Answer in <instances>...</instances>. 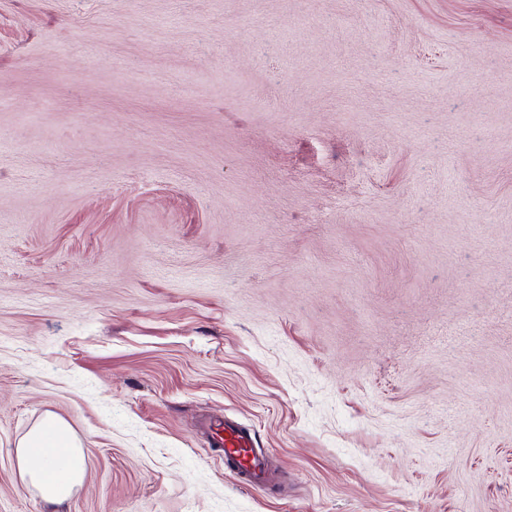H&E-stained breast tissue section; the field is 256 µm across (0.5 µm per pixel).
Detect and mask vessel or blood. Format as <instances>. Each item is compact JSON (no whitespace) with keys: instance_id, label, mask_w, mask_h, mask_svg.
Segmentation results:
<instances>
[{"instance_id":"b4317fda","label":"vessel or blood","mask_w":512,"mask_h":512,"mask_svg":"<svg viewBox=\"0 0 512 512\" xmlns=\"http://www.w3.org/2000/svg\"><path fill=\"white\" fill-rule=\"evenodd\" d=\"M213 447L222 449L224 463L239 483L251 486L270 481L271 473L266 460L254 449L250 431L232 422L207 420L202 424Z\"/></svg>"}]
</instances>
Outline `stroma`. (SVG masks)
I'll use <instances>...</instances> for the list:
<instances>
[{"label": "stroma", "mask_w": 512, "mask_h": 512, "mask_svg": "<svg viewBox=\"0 0 512 512\" xmlns=\"http://www.w3.org/2000/svg\"><path fill=\"white\" fill-rule=\"evenodd\" d=\"M0 512H512V0H0ZM17 458L24 480L30 482L49 503L61 504L83 479L81 443L62 419L47 416L17 444ZM58 464L60 479H48L47 470ZM202 427L210 444L224 451V464L230 468L239 483L251 486L271 480L265 457L255 451L251 432L233 422L205 420Z\"/></svg>", "instance_id": "35a3bbf8"}]
</instances>
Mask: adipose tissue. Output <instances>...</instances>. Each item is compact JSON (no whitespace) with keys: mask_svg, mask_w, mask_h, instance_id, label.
Here are the masks:
<instances>
[{"mask_svg":"<svg viewBox=\"0 0 512 512\" xmlns=\"http://www.w3.org/2000/svg\"><path fill=\"white\" fill-rule=\"evenodd\" d=\"M24 480L49 503H63L83 479L81 443L62 419L49 416L33 427L17 445Z\"/></svg>","mask_w":512,"mask_h":512,"instance_id":"adipose-tissue-1","label":"adipose tissue"}]
</instances>
